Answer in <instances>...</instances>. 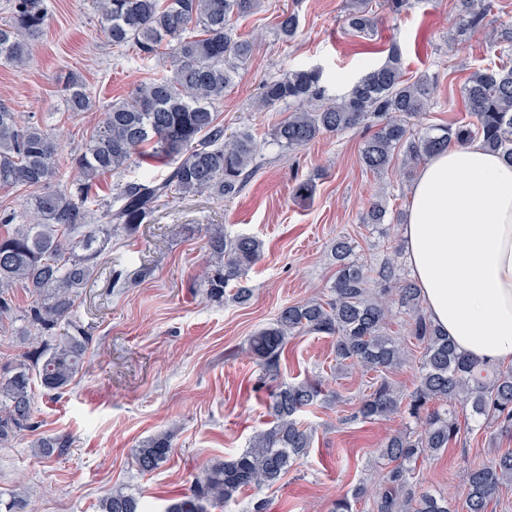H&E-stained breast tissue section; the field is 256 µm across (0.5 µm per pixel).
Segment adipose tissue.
Segmentation results:
<instances>
[{"label": "adipose tissue", "instance_id": "ef3b65f1", "mask_svg": "<svg viewBox=\"0 0 512 512\" xmlns=\"http://www.w3.org/2000/svg\"><path fill=\"white\" fill-rule=\"evenodd\" d=\"M401 236L434 323L460 353L512 363V164L481 141L426 160Z\"/></svg>", "mask_w": 512, "mask_h": 512}]
</instances>
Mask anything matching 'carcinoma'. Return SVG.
<instances>
[{
    "mask_svg": "<svg viewBox=\"0 0 512 512\" xmlns=\"http://www.w3.org/2000/svg\"><path fill=\"white\" fill-rule=\"evenodd\" d=\"M460 3L468 27L483 28L492 4ZM95 5L110 46L132 48L147 63L163 56L169 69L109 105L84 146L67 158L78 178L63 188L54 185L59 146L39 123L20 125L10 106L0 102V189H40L23 214L0 210V332L9 328L26 344L19 358L0 365L1 446L33 428L35 383L61 395L82 369L89 336L74 319L75 303L104 265L112 237L135 236L170 198H230L257 169L254 134L225 129L217 105L254 53L255 37L237 34L234 23L258 12L262 0H95ZM9 13L0 27V60L22 68L30 59L32 40L46 25L47 8L44 0H10ZM345 24L357 34L374 31L372 0H354ZM298 29L296 13L277 16L280 40H292ZM64 91L72 115L91 108V93L79 76L69 74ZM436 91L437 83L427 77H405L399 50L393 48L385 62L368 70L340 98L326 96L319 69L299 68L266 79L254 108L263 112L288 106V115L270 133L282 153L301 149L323 134L374 128L359 161L376 174L398 164L409 175L448 145L474 139L512 163V66L473 71L463 87L466 118L455 123L423 124ZM149 162L168 168L167 173L118 183L110 199H99L102 176ZM386 216L382 199L376 197L364 222L382 224ZM204 233L207 259L195 283L214 302H224L229 293L240 303L247 301L251 289L243 278L261 260L262 240L251 235L231 238L222 224H207ZM352 253L349 242L336 241L331 297L282 308L271 325L247 338V354L270 375L279 368L288 338L302 333L332 337L337 361L380 374L355 417L383 418L403 402L388 374L405 363L408 350L401 339L387 335L386 327L393 307L405 311L410 335L421 349L418 384L407 403L418 428L388 437L380 448L393 467L372 492L374 512H451L448 501L416 489L406 467L426 449L448 448L460 433L456 412L442 414L429 404L457 401L471 419L512 431V367L494 370L460 354L422 307L419 289L402 276L396 256L369 268ZM150 273L148 266L127 274L116 270L112 287L123 288ZM16 287L31 296L23 311L12 298ZM328 398L316 378L279 383L270 393L271 426L258 432L238 456L204 466L166 512H224L239 490L276 483L312 444L313 431L298 415ZM173 438L172 431H160L135 449L139 470L151 472L167 460ZM69 446V439L60 435L38 442L47 459L65 454ZM505 482H512V451L471 466L466 512H486ZM101 512H140L139 498L114 490L102 500Z\"/></svg>",
    "mask_w": 512,
    "mask_h": 512,
    "instance_id": "obj_1",
    "label": "carcinoma"
}]
</instances>
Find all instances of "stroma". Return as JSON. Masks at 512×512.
<instances>
[{
	"mask_svg": "<svg viewBox=\"0 0 512 512\" xmlns=\"http://www.w3.org/2000/svg\"><path fill=\"white\" fill-rule=\"evenodd\" d=\"M373 2L378 24L369 38L346 31L349 0H265L260 12L239 21V33L255 36L256 49L217 110L226 127L253 130L259 170L233 198L169 200L135 238L113 240L106 272L76 302L77 317L91 335L82 371L62 397L36 388L35 430L0 447V492L20 496L24 512H100L102 499L117 488L140 494L145 512H163L206 463L238 455L256 431L267 428L269 393L279 381L310 376L336 395L301 415L314 431L311 448L276 484L239 491L226 512H250L260 499L268 501L270 512H330L337 498L375 485L387 471L382 444L394 433L413 430L415 420L404 408L382 420L352 419L372 375L337 365L331 338H290L278 374L263 383L245 355L247 337L270 324L282 307L328 294L336 239L351 240L355 259L368 266L395 252L402 273L410 271L400 254L409 182L361 166L366 133L360 129L325 135L279 156L269 132L287 109L254 110L261 81L292 68L317 67L328 96H341L395 44L408 77L438 84L426 123L445 124L465 115L462 90L469 74L497 60L483 33L467 30L458 0H410L398 14L382 0ZM46 4L49 20L28 64L0 62V101L21 120L42 121L66 155L80 148L113 100L128 96L153 70L132 50H112L93 0ZM284 9L300 18L296 38L287 43L274 30V17ZM71 72L93 98L92 109L79 116L67 111L62 91ZM305 178L314 182L306 199L295 193ZM378 192L387 200V221L363 223ZM206 224L264 241L263 258L245 277L252 290L247 302L217 305L195 287L207 258ZM143 262L153 266L152 276L132 288H112L109 268L131 271ZM165 429L175 433L172 454L154 472H140L134 448ZM48 434L68 436L67 453L43 458L34 443ZM507 449L512 450V433L474 422L450 448L423 453L413 477L455 505L464 498L470 463Z\"/></svg>",
	"mask_w": 512,
	"mask_h": 512,
	"instance_id": "35a3bbf8",
	"label": "stroma"
}]
</instances>
